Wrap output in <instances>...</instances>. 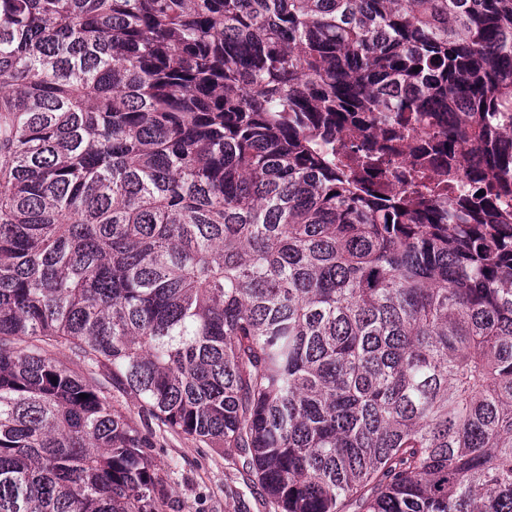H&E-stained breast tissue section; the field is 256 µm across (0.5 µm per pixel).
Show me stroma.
<instances>
[{
    "label": "stroma",
    "mask_w": 512,
    "mask_h": 512,
    "mask_svg": "<svg viewBox=\"0 0 512 512\" xmlns=\"http://www.w3.org/2000/svg\"><path fill=\"white\" fill-rule=\"evenodd\" d=\"M113 405L133 413L151 443L149 454L164 479L162 512H281L238 457L168 431L139 415L133 399L114 394Z\"/></svg>",
    "instance_id": "35a3bbf8"
}]
</instances>
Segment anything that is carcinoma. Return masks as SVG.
Instances as JSON below:
<instances>
[{
    "label": "carcinoma",
    "mask_w": 512,
    "mask_h": 512,
    "mask_svg": "<svg viewBox=\"0 0 512 512\" xmlns=\"http://www.w3.org/2000/svg\"><path fill=\"white\" fill-rule=\"evenodd\" d=\"M412 122L471 222L344 164ZM113 389L282 512H512V0H0V512H159Z\"/></svg>",
    "instance_id": "carcinoma-1"
}]
</instances>
